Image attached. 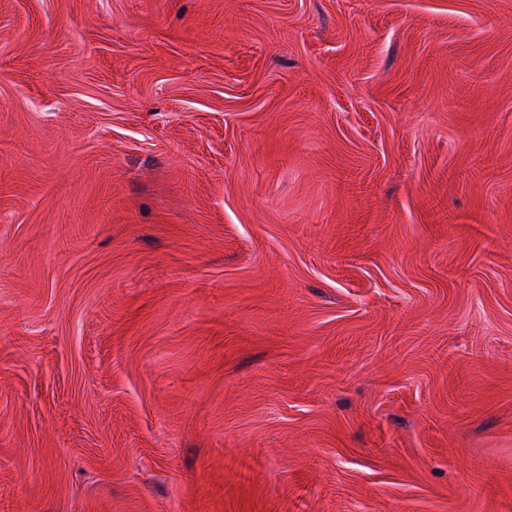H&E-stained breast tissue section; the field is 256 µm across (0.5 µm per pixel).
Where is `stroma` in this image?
I'll use <instances>...</instances> for the list:
<instances>
[{
  "mask_svg": "<svg viewBox=\"0 0 512 512\" xmlns=\"http://www.w3.org/2000/svg\"><path fill=\"white\" fill-rule=\"evenodd\" d=\"M0 512H512V0H0Z\"/></svg>",
  "mask_w": 512,
  "mask_h": 512,
  "instance_id": "1",
  "label": "stroma"
}]
</instances>
